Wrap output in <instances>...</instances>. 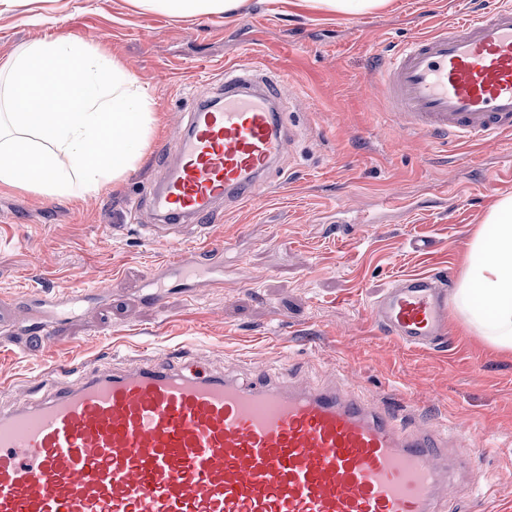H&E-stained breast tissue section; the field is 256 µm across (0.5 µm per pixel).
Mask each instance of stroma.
<instances>
[{"label":"stroma","mask_w":512,"mask_h":512,"mask_svg":"<svg viewBox=\"0 0 512 512\" xmlns=\"http://www.w3.org/2000/svg\"><path fill=\"white\" fill-rule=\"evenodd\" d=\"M512 0H388L360 13L306 0H248L231 21L145 12L131 0H10L0 5V58L36 39L99 46L155 101L157 130L134 171L78 197L0 187V408L110 363L200 361L253 380H348L379 402L406 403L422 425L475 432L484 447L456 473L466 512H512V353L449 312L450 336L411 349L369 312L399 276L447 270L459 281L473 235L512 181V139L448 148L403 133L376 78L393 50ZM252 59L290 85L289 155L268 191L220 209L224 282L168 276L165 308L147 280L170 256L140 225L146 196L185 112L215 96L226 67ZM394 193L406 206L383 209ZM352 226L337 240L335 221ZM55 331L53 344L34 338Z\"/></svg>","instance_id":"35a3bbf8"}]
</instances>
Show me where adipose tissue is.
<instances>
[{
	"mask_svg": "<svg viewBox=\"0 0 512 512\" xmlns=\"http://www.w3.org/2000/svg\"><path fill=\"white\" fill-rule=\"evenodd\" d=\"M138 8L234 18L248 0H132ZM148 90L111 55L70 38L0 58V186L73 197L134 170L154 132ZM473 237L451 300L462 323L512 352V194Z\"/></svg>",
	"mask_w": 512,
	"mask_h": 512,
	"instance_id": "adipose-tissue-1",
	"label": "adipose tissue"
}]
</instances>
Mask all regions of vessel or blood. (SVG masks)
<instances>
[{"mask_svg": "<svg viewBox=\"0 0 512 512\" xmlns=\"http://www.w3.org/2000/svg\"><path fill=\"white\" fill-rule=\"evenodd\" d=\"M380 95L403 131L454 143L512 133V7L438 26L386 60ZM283 82L250 62L193 105L151 189L147 237L180 234L167 270L224 273L218 203L256 200L295 133ZM384 335L448 334L442 274L398 278L372 306ZM439 429L403 427L348 385L243 382L195 362L97 370L0 410V512H447L461 463Z\"/></svg>", "mask_w": 512, "mask_h": 512, "instance_id": "b4317fda", "label": "vessel or blood"}]
</instances>
